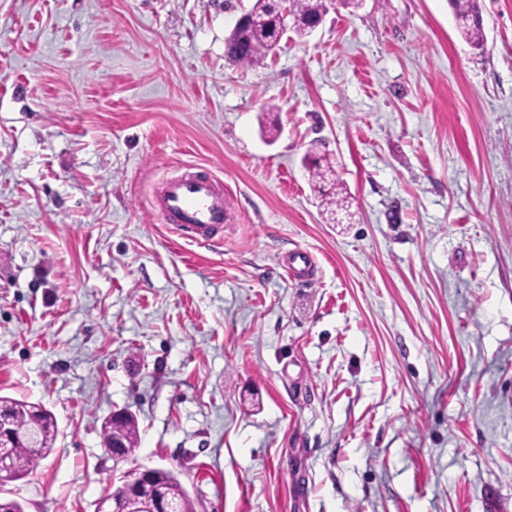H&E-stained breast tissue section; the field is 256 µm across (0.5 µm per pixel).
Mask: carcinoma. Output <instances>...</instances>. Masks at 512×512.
Instances as JSON below:
<instances>
[{
  "mask_svg": "<svg viewBox=\"0 0 512 512\" xmlns=\"http://www.w3.org/2000/svg\"><path fill=\"white\" fill-rule=\"evenodd\" d=\"M453 14L458 21L462 37L474 48L484 47L483 19L480 0H449ZM267 0H255L247 13L249 22L235 30L224 41V57L234 64L256 67L263 65L265 58L275 49L278 42L267 38L264 20L267 18ZM291 13L299 24L295 26V35L299 38L310 36V24L315 18L327 12L325 0H291ZM310 171L319 194L320 206L323 211L333 212L345 208L348 192L338 180L334 179L336 171L330 164H322V159H310ZM0 403L12 410V424L16 431L23 432L33 423V415L29 412L30 402L24 399L0 396ZM103 437L108 443L112 436L122 439L129 447L138 443L139 431L135 418L112 424V418L104 420ZM43 442L39 448H28L19 443L12 448L14 463V479L26 477L34 471L39 462L46 458L54 449L58 434L54 417L41 420ZM160 483L164 495L176 500L181 512H194V504L183 486L173 474L165 469H158Z\"/></svg>",
  "mask_w": 512,
  "mask_h": 512,
  "instance_id": "carcinoma-1",
  "label": "carcinoma"
}]
</instances>
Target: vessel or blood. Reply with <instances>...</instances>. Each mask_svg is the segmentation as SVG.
Here are the masks:
<instances>
[{
  "mask_svg": "<svg viewBox=\"0 0 512 512\" xmlns=\"http://www.w3.org/2000/svg\"><path fill=\"white\" fill-rule=\"evenodd\" d=\"M152 207L163 223L184 231L199 245L213 243L216 229L231 218L223 182L205 170L165 182Z\"/></svg>",
  "mask_w": 512,
  "mask_h": 512,
  "instance_id": "obj_1",
  "label": "vessel or blood"
}]
</instances>
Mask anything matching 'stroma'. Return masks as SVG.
<instances>
[{
	"mask_svg": "<svg viewBox=\"0 0 512 512\" xmlns=\"http://www.w3.org/2000/svg\"><path fill=\"white\" fill-rule=\"evenodd\" d=\"M253 3L0 0V396L58 426L0 495L94 512L125 408L195 512H512V0L481 49L448 0H362L228 64ZM194 166L214 248L150 207ZM310 155L315 157L310 159L309 168L310 172H313L312 178L314 179L315 191L319 194V205L321 208L323 207V212H331L333 214V211H336V209L345 208L344 204L347 202L348 192L337 179L332 178V176H336L335 169L329 162L323 165L322 159L315 154ZM325 183L329 184L330 188L326 189Z\"/></svg>",
	"mask_w": 512,
	"mask_h": 512,
	"instance_id": "obj_1",
	"label": "stroma"
}]
</instances>
